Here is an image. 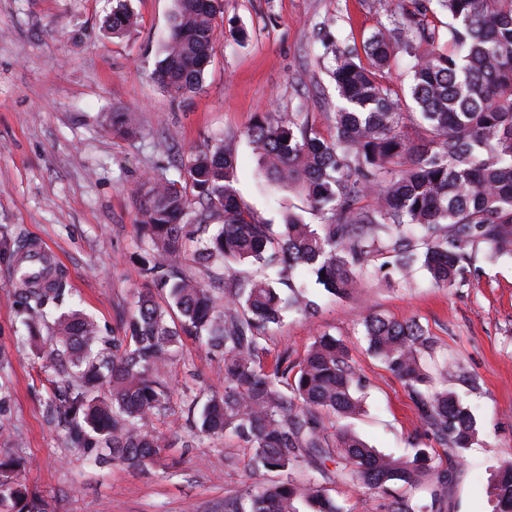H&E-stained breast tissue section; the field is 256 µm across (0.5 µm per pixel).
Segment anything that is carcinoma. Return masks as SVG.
<instances>
[{"label": "carcinoma", "mask_w": 512, "mask_h": 512, "mask_svg": "<svg viewBox=\"0 0 512 512\" xmlns=\"http://www.w3.org/2000/svg\"><path fill=\"white\" fill-rule=\"evenodd\" d=\"M155 80L171 96L195 92L223 33L224 0H176ZM448 13L446 31L429 25L427 7L413 9L364 46L366 68L348 53L329 68L343 106L327 116L333 135L309 123L270 112L256 117L247 136L268 178L305 200L320 223L290 213L283 230L258 222L241 206L235 151L221 141L193 154L184 176L148 175L136 193L147 238L142 263L153 288L138 293L122 336L104 335L78 312L59 310L70 295L64 274L23 265L15 303L29 333L52 331L47 352L55 379L47 404L67 431L70 447L91 454L107 448L112 462L139 468L168 442L153 426L166 415L168 388L159 376L183 341L191 339L224 359V389L211 393L200 432L231 433L253 449L254 465L286 478L249 494L248 512H340L315 481L300 483L292 471L302 462L320 477L326 462L343 479L384 490L390 482L424 489L431 501L406 497L388 512H441L448 470L416 449L408 458L382 455L348 430L330 442L322 416L358 412L362 377L341 340L321 333L297 361L288 353L268 368L267 333L285 315L316 314L302 276L338 299L360 286L375 255H388L404 274L416 264L439 287L462 288L466 268L482 254L512 257V0H438ZM134 23L127 0H116L104 28L114 35ZM419 41L410 97L423 133L401 134L405 104L383 82L397 49ZM112 130L133 133L130 113H112ZM202 210H190L187 189ZM372 191L374 205H358ZM224 223L209 224L213 213ZM213 283L206 288L183 271L187 257ZM258 265L259 279L227 281L232 265ZM368 349L397 376L414 401L425 432L448 448L454 467L477 434L476 420L455 393L431 383L445 378L435 359L438 342L414 320L364 317ZM27 461L0 459V512H49L25 480ZM494 512H512V461L503 462L488 485Z\"/></svg>", "instance_id": "cac0c4a2"}]
</instances>
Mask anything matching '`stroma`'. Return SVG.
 <instances>
[{"instance_id": "35a3bbf8", "label": "stroma", "mask_w": 512, "mask_h": 512, "mask_svg": "<svg viewBox=\"0 0 512 512\" xmlns=\"http://www.w3.org/2000/svg\"><path fill=\"white\" fill-rule=\"evenodd\" d=\"M116 0H0V456L22 452L26 482L55 512H224L248 490L280 475L252 467L253 451L237 437H212L187 419L193 399L224 386V361L185 342L163 375L173 396L154 419L169 446L142 469L99 464L68 448L49 411L44 378L52 371L16 312L8 258L33 241L57 255L71 304L102 328L121 334L139 291L149 287L134 190L148 173L177 176L181 159L217 139H233L234 186L244 209L281 231L288 212L316 218L301 197L269 185L248 142L256 116L276 112L306 121L323 137L340 103L328 73L337 52L366 62L371 34L400 20L410 0H224V34L196 92L172 98L155 81L176 0H130L137 23L115 36L104 28ZM244 40H234L237 30ZM129 111L136 132L112 131V113ZM350 298L318 284L316 317L291 314L269 333L266 366L278 355L300 359L316 334L340 339L364 379L361 410L347 426L385 455L435 448L401 382L368 350L363 317L414 320L438 341L454 366L443 386L475 414L477 440L453 466L442 512H492L487 487L498 461L512 459V259L475 262L458 290L435 286L415 269V287L377 272ZM297 481L319 479L342 512H386L401 484L387 491L307 464Z\"/></svg>"}]
</instances>
